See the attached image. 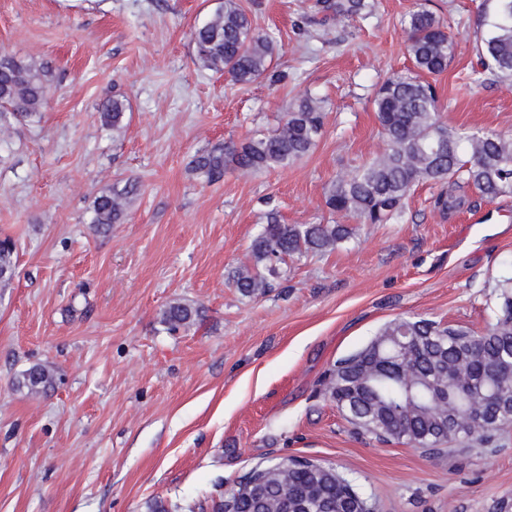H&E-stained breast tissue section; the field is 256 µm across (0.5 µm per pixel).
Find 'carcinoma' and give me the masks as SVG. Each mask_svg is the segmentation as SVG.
I'll use <instances>...</instances> for the list:
<instances>
[{
    "mask_svg": "<svg viewBox=\"0 0 512 512\" xmlns=\"http://www.w3.org/2000/svg\"><path fill=\"white\" fill-rule=\"evenodd\" d=\"M323 20L341 22L371 7L369 0H316ZM488 32L477 46L474 81L512 80V0H495L493 19L483 16ZM407 49L417 70L397 75L377 91L374 110L384 141L382 152L355 172L338 176L326 192L334 213L353 215L363 224H387L404 210L411 188L421 182L445 187L436 204L450 211L471 206L470 195L493 200L512 192V134L450 128L439 118L435 87L422 75L448 69L454 44L447 26L433 11L420 8L405 22ZM196 62L227 73L239 84L266 76L278 49L255 31L240 0H222L193 31ZM52 66L29 63L0 51V121L29 120L48 103ZM128 105L114 97L101 104L104 126L122 128ZM323 128V107L313 98L291 106L271 134H256L239 144L200 152L191 171L212 182L230 168L267 171L285 168L308 156ZM130 183L96 197L91 223L100 233L125 220ZM347 224H283L271 212L250 246L251 261L237 268L231 283L244 296L264 292L288 280L289 259L335 250L348 241ZM14 246L0 241V282L14 274ZM500 306L482 333L461 325L443 326L418 316L384 324L360 350L339 359L327 393L360 433L389 435L415 447L438 452L458 441L489 443L512 426V278L499 284ZM199 309L174 302L163 312L170 331L192 324ZM52 371L33 365L16 379L31 394L46 393ZM264 501L256 502L239 486L215 506V512H282L285 499L305 501L307 512L331 503L336 512H373L359 488L330 465L295 467L284 477L279 464L264 467Z\"/></svg>",
    "mask_w": 512,
    "mask_h": 512,
    "instance_id": "obj_1",
    "label": "carcinoma"
}]
</instances>
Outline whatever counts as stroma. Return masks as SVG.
Instances as JSON below:
<instances>
[{
    "label": "stroma",
    "instance_id": "obj_1",
    "mask_svg": "<svg viewBox=\"0 0 512 512\" xmlns=\"http://www.w3.org/2000/svg\"><path fill=\"white\" fill-rule=\"evenodd\" d=\"M484 0H376L372 14L311 23L314 0H242L279 55L242 85L197 65L192 31L214 0H0V50L51 61L50 99L0 134V512H213L258 464L306 457L352 480L377 512H512V427L497 445L433 454L354 430L324 391L336 360L400 316L483 331L512 276V193L445 212L413 187L388 224L290 261L288 285L252 297L226 282L277 213L327 224L325 192L383 141L373 100L413 64L406 15L435 12L455 42L432 77L456 128L512 133V83L472 82ZM121 95L124 126L100 121ZM321 99L315 149L285 169L206 182L191 158L277 128ZM136 182L123 223L96 233V196ZM175 301L202 318L162 322ZM41 364L54 390L15 386Z\"/></svg>",
    "mask_w": 512,
    "mask_h": 512
}]
</instances>
